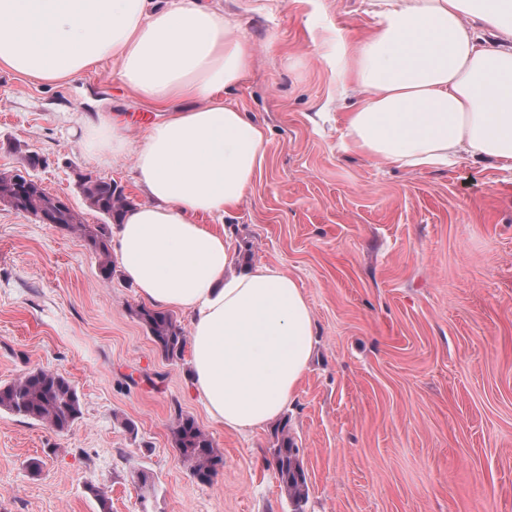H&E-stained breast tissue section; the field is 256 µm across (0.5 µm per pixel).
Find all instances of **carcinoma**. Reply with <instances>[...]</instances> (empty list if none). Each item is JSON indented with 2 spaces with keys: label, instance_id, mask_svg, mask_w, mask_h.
I'll use <instances>...</instances> for the list:
<instances>
[{
  "label": "carcinoma",
  "instance_id": "1",
  "mask_svg": "<svg viewBox=\"0 0 512 512\" xmlns=\"http://www.w3.org/2000/svg\"><path fill=\"white\" fill-rule=\"evenodd\" d=\"M79 188L89 206L120 224L121 218L133 201L125 196L123 189L111 181L83 176ZM15 198V208L22 212L41 210L47 213L54 226L75 230L78 219L71 207L63 204L45 190L34 179L15 184L9 177L0 179V199ZM85 238L89 248L99 257L100 273L109 277L112 264L108 240L104 233L88 230ZM136 316L149 332L157 350L168 360L181 356L186 344L182 328L174 317L162 310L141 306ZM0 409L14 412L27 419L49 424L55 431H68L82 415L81 401L75 386L65 376L49 370L31 371L22 378L0 385ZM174 448L188 462L193 477L208 483L223 464L212 440L189 415L178 413L172 424ZM275 438V467L279 486L288 500L301 512L302 503L308 495L307 475L297 457L294 439L288 432V421H282L273 429Z\"/></svg>",
  "mask_w": 512,
  "mask_h": 512
}]
</instances>
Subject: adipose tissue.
Listing matches in <instances>:
<instances>
[{
	"label": "adipose tissue",
	"instance_id": "adipose-tissue-1",
	"mask_svg": "<svg viewBox=\"0 0 512 512\" xmlns=\"http://www.w3.org/2000/svg\"><path fill=\"white\" fill-rule=\"evenodd\" d=\"M359 41L328 57L351 104L343 147L404 168L460 157L512 170V0H374ZM118 61L158 110L143 139L108 118L86 126L99 165L134 158L147 197L118 226L143 300L191 313L192 383L210 417L243 432L277 420L311 356L312 310L284 270L233 274L220 231L264 157V129L224 101L254 62L237 22L204 0H0V69L58 83Z\"/></svg>",
	"mask_w": 512,
	"mask_h": 512
}]
</instances>
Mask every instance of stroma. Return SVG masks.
Segmentation results:
<instances>
[{
    "label": "stroma",
    "instance_id": "stroma-1",
    "mask_svg": "<svg viewBox=\"0 0 512 512\" xmlns=\"http://www.w3.org/2000/svg\"><path fill=\"white\" fill-rule=\"evenodd\" d=\"M221 5L257 49L225 98L267 139L224 218L231 270L247 252L288 272L314 315L310 368L284 410L304 512H512V171L470 158L396 168L341 148L343 107L321 56L336 29L371 27L370 0ZM100 114L131 136L157 117L108 62L58 84L0 69V174L29 172L111 236L80 175L145 196L129 164L87 158L83 122ZM142 304L120 264L101 276L82 233L0 202V384L54 370L82 407L61 434L0 411V512H100L97 488L112 512H293L272 426L212 420L192 393L190 354L161 356L135 316ZM179 411L224 460L208 483L173 446Z\"/></svg>",
    "mask_w": 512,
    "mask_h": 512
}]
</instances>
